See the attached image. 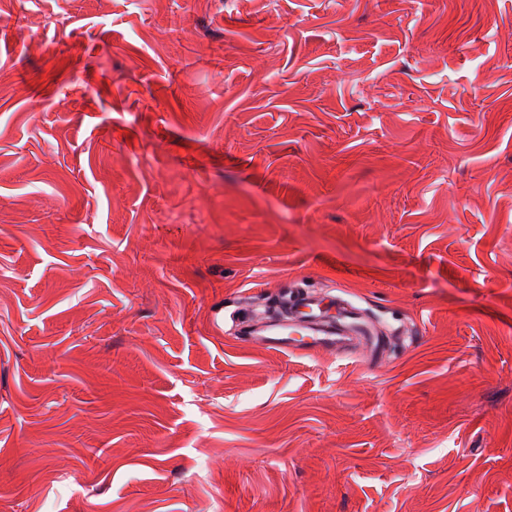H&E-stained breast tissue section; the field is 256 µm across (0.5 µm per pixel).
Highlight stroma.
<instances>
[{"label":"stroma","instance_id":"35a3bbf8","mask_svg":"<svg viewBox=\"0 0 512 512\" xmlns=\"http://www.w3.org/2000/svg\"><path fill=\"white\" fill-rule=\"evenodd\" d=\"M0 512H512V0H0ZM236 327L250 343L300 355L341 352L361 345L364 358L377 363L385 356L387 345L363 310L349 300H326L305 288H291L281 305L263 319L238 316Z\"/></svg>","mask_w":512,"mask_h":512}]
</instances>
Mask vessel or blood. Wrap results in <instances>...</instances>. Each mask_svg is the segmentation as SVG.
Returning a JSON list of instances; mask_svg holds the SVG:
<instances>
[{
	"instance_id": "b4317fda",
	"label": "vessel or blood",
	"mask_w": 512,
	"mask_h": 512,
	"mask_svg": "<svg viewBox=\"0 0 512 512\" xmlns=\"http://www.w3.org/2000/svg\"><path fill=\"white\" fill-rule=\"evenodd\" d=\"M236 327L249 342L300 355L341 352L359 345L365 359L376 363L383 359L387 345L363 310L349 300H326L305 288L290 289L265 318L238 316Z\"/></svg>"
}]
</instances>
